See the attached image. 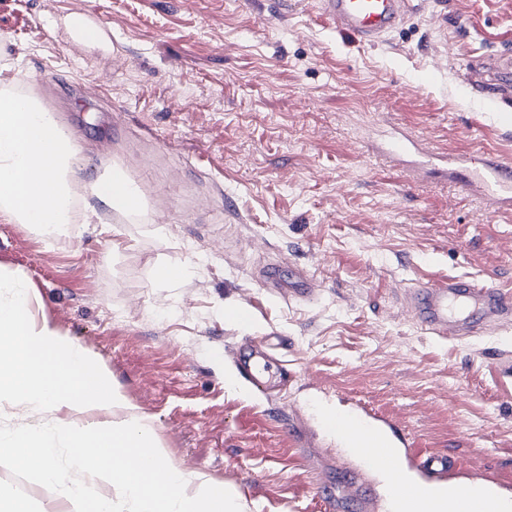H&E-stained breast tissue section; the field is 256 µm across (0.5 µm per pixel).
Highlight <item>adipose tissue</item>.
I'll return each mask as SVG.
<instances>
[{"label":"adipose tissue","mask_w":512,"mask_h":512,"mask_svg":"<svg viewBox=\"0 0 512 512\" xmlns=\"http://www.w3.org/2000/svg\"><path fill=\"white\" fill-rule=\"evenodd\" d=\"M80 143L37 98L0 86V222L58 231L71 221L70 175ZM130 212L145 198L119 169L92 186ZM25 277L0 269V404L49 414L39 430L0 432V460L57 486L70 512H243L230 491L168 462L152 421L140 414L86 352L33 317ZM67 438L73 476L53 464L52 435Z\"/></svg>","instance_id":"adipose-tissue-1"}]
</instances>
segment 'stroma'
I'll return each mask as SVG.
<instances>
[{
  "instance_id": "35a3bbf8",
  "label": "stroma",
  "mask_w": 512,
  "mask_h": 512,
  "mask_svg": "<svg viewBox=\"0 0 512 512\" xmlns=\"http://www.w3.org/2000/svg\"><path fill=\"white\" fill-rule=\"evenodd\" d=\"M77 19L101 39L78 38ZM506 50L512 0H414L374 46L328 25L319 0H0V75L54 98L83 147L75 224L0 223V266L27 275L35 313L152 419L167 458L246 512H322L353 480L388 512L376 471L321 422L327 405L512 482V322L444 340L405 300L426 277L512 290V212L442 164L382 154L400 130L438 155L512 158V121L454 92L471 60ZM113 165L163 222L113 217L89 194ZM166 263L184 266L179 281L156 279ZM291 263L311 276L308 300L257 276ZM228 302L246 323L225 318ZM244 344L292 378L255 392ZM0 487L36 510L54 497L6 462Z\"/></svg>"
}]
</instances>
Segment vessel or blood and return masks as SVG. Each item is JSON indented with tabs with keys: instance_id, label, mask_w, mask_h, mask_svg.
<instances>
[{
	"instance_id": "1",
	"label": "vessel or blood",
	"mask_w": 512,
	"mask_h": 512,
	"mask_svg": "<svg viewBox=\"0 0 512 512\" xmlns=\"http://www.w3.org/2000/svg\"><path fill=\"white\" fill-rule=\"evenodd\" d=\"M411 3L412 0H321L322 14L333 28L369 44L396 30ZM479 89L498 107L512 109L511 53L488 55L468 71L459 85L463 94ZM451 166L456 183L466 189L480 186L494 210L512 209L511 161L503 160L501 154L487 152L452 160ZM266 279L277 290L297 299H306L311 291V278L300 267L292 266L285 271L271 268ZM407 303L417 325L428 334L445 339L489 335L500 322L512 321V293L467 276L415 284ZM336 428L372 467L386 474L396 496L397 512H501L504 492L497 479H489L479 487L463 483L455 462L447 456L419 455L422 469L447 473L450 495L443 502L429 485L404 480L402 455L373 435L377 422H369L367 430L361 431L340 417Z\"/></svg>"
}]
</instances>
